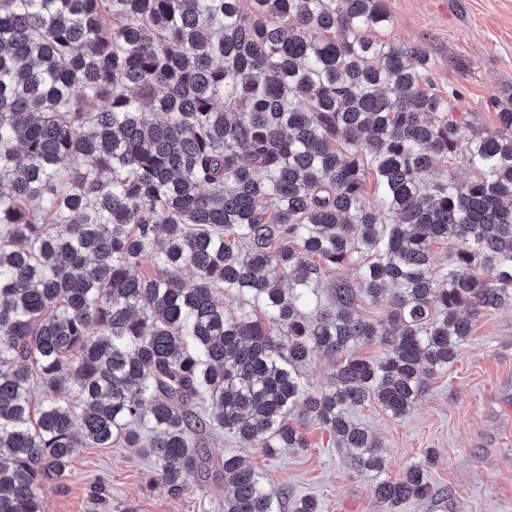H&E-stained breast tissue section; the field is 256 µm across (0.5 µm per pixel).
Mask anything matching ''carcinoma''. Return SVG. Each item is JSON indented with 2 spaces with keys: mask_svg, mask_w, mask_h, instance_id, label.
Listing matches in <instances>:
<instances>
[{
  "mask_svg": "<svg viewBox=\"0 0 512 512\" xmlns=\"http://www.w3.org/2000/svg\"><path fill=\"white\" fill-rule=\"evenodd\" d=\"M389 21L385 0H0V512H43L81 449L117 443L173 495L220 473L224 512H319L208 452L219 429L305 448L310 422L389 512L431 494L430 456L382 476L350 411L403 416L512 303V97L467 132L425 48L366 36ZM460 153L475 179H432ZM336 368V361L317 355L307 365L302 367L301 376L310 392H317L327 382Z\"/></svg>",
  "mask_w": 512,
  "mask_h": 512,
  "instance_id": "1",
  "label": "carcinoma"
}]
</instances>
